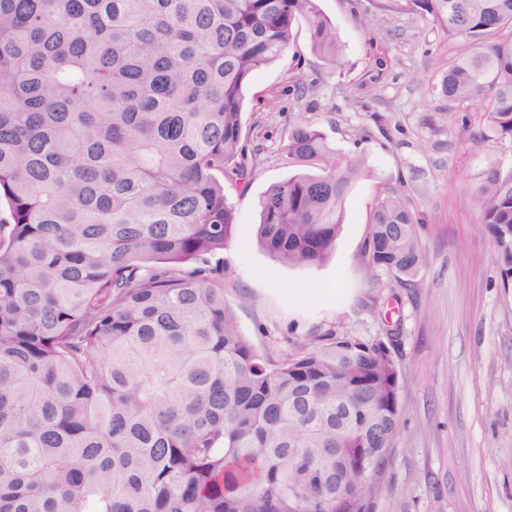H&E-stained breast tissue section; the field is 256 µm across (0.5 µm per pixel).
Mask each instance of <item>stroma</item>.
<instances>
[{"label":"stroma","mask_w":512,"mask_h":512,"mask_svg":"<svg viewBox=\"0 0 512 512\" xmlns=\"http://www.w3.org/2000/svg\"><path fill=\"white\" fill-rule=\"evenodd\" d=\"M350 63L331 71L298 33L248 88L243 133L259 174L229 199L224 295L260 352L282 338L333 328L364 341L398 333L401 437L389 453L372 512H512V288L490 241L473 229L475 189L489 164L512 169V143H463L477 107L447 113L427 79L465 52L418 8L385 0H318ZM303 118L369 170L350 191L335 248L322 265L281 264L257 242L260 201L295 174L280 151ZM395 191L419 217L428 263L407 287L369 277L363 250L377 197Z\"/></svg>","instance_id":"35a3bbf8"}]
</instances>
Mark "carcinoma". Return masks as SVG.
Returning a JSON list of instances; mask_svg holds the SVG:
<instances>
[{
  "label": "carcinoma",
  "instance_id": "1",
  "mask_svg": "<svg viewBox=\"0 0 512 512\" xmlns=\"http://www.w3.org/2000/svg\"><path fill=\"white\" fill-rule=\"evenodd\" d=\"M405 4L469 44L429 79L442 109L477 103L468 141L512 142V0ZM300 26L343 72L318 0H0V512H371L400 416L384 342L330 328L263 356L228 268H179L230 246L226 188L260 169L246 90ZM282 151L303 171L266 192L257 240L320 265L365 160L304 120ZM475 197L506 286L512 169ZM416 224L378 196L371 276H418Z\"/></svg>",
  "mask_w": 512,
  "mask_h": 512
}]
</instances>
